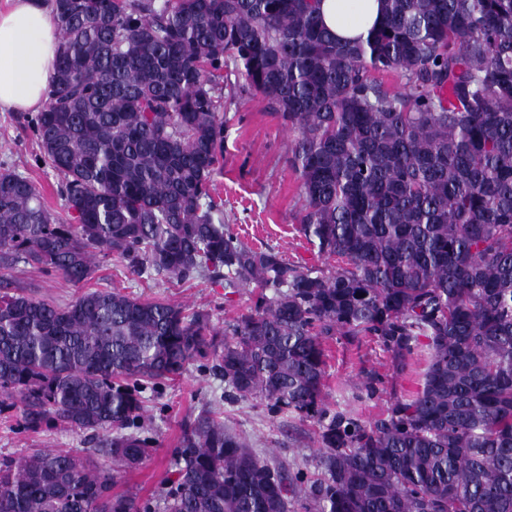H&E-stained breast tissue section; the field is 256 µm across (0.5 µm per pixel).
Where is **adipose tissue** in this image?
Here are the masks:
<instances>
[{
  "instance_id": "1",
  "label": "adipose tissue",
  "mask_w": 512,
  "mask_h": 512,
  "mask_svg": "<svg viewBox=\"0 0 512 512\" xmlns=\"http://www.w3.org/2000/svg\"><path fill=\"white\" fill-rule=\"evenodd\" d=\"M324 27L342 41L366 37L381 20L379 0H319ZM59 32L44 0H10L0 10V111L43 108Z\"/></svg>"
}]
</instances>
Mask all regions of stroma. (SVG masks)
I'll list each match as a JSON object with an SVG mask.
<instances>
[{"mask_svg": "<svg viewBox=\"0 0 512 512\" xmlns=\"http://www.w3.org/2000/svg\"><path fill=\"white\" fill-rule=\"evenodd\" d=\"M31 113L0 112V164L30 179L45 205L64 213L57 193L59 177L42 159L30 130ZM226 138L224 171L214 182L212 196L224 211V222L242 241L255 248L270 247L286 260L315 268L332 267L298 230L296 217L303 205L300 177L288 162L295 139L293 130L270 113L260 94L242 92L224 103ZM94 277L74 285L58 276L29 268L19 276L36 295L49 302H66L96 289L118 288L144 300H167L187 309H207L216 328L252 305L251 287L228 293L204 280L157 284L130 275L118 259L97 257ZM326 401L370 420L383 414L397 397L415 394L421 384L417 365L396 369L391 355L376 340L357 343L330 340L327 344ZM375 371L379 382L374 396L358 384L361 370ZM207 405L219 407L224 421L247 436L257 454H271L294 465L309 464L315 451L313 421L267 413L260 401L230 405L224 401V382L200 364H192L176 380L146 393L148 425L154 451L138 469L124 473L118 490L136 492L149 512H163L160 493L175 476L174 460L185 421ZM85 434L49 428L40 434L22 431L15 419L0 415V457L17 455L25 448H85Z\"/></svg>", "mask_w": 512, "mask_h": 512, "instance_id": "stroma-1", "label": "stroma"}]
</instances>
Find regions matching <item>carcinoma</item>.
Here are the masks:
<instances>
[{
    "mask_svg": "<svg viewBox=\"0 0 512 512\" xmlns=\"http://www.w3.org/2000/svg\"><path fill=\"white\" fill-rule=\"evenodd\" d=\"M49 2L60 45L30 129L75 223L0 166V414L93 447L1 458L0 512H143L112 488L153 451L144 393L201 360L227 403L314 421L313 471L204 408L165 512H512V0H380L353 42L317 0ZM230 63L296 132L299 231L336 268L224 224L210 190ZM393 71L401 92L374 77ZM99 254L258 297L220 332L204 309L116 288L50 304L13 276L77 285ZM362 336L426 360L418 393L371 421L324 393L326 341Z\"/></svg>",
    "mask_w": 512,
    "mask_h": 512,
    "instance_id": "carcinoma-1",
    "label": "carcinoma"
}]
</instances>
